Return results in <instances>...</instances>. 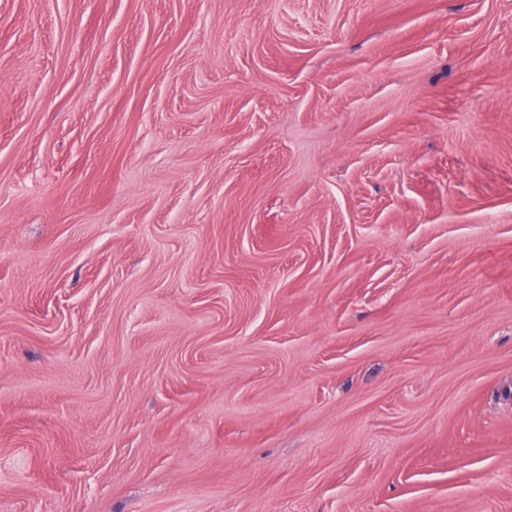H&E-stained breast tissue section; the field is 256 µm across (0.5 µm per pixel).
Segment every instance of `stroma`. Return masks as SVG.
<instances>
[{"label": "stroma", "mask_w": 512, "mask_h": 512, "mask_svg": "<svg viewBox=\"0 0 512 512\" xmlns=\"http://www.w3.org/2000/svg\"><path fill=\"white\" fill-rule=\"evenodd\" d=\"M0 512H512V0H0Z\"/></svg>", "instance_id": "stroma-1"}]
</instances>
